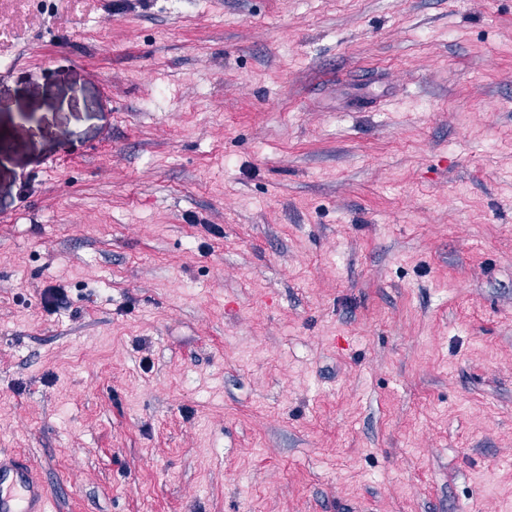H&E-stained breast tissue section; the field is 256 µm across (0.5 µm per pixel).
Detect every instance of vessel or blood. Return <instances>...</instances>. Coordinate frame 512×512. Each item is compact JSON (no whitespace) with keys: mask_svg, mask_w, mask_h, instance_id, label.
<instances>
[{"mask_svg":"<svg viewBox=\"0 0 512 512\" xmlns=\"http://www.w3.org/2000/svg\"><path fill=\"white\" fill-rule=\"evenodd\" d=\"M0 512H48V498L34 465L0 455Z\"/></svg>","mask_w":512,"mask_h":512,"instance_id":"1","label":"vessel or blood"}]
</instances>
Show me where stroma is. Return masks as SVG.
Returning <instances> with one entry per match:
<instances>
[{"label": "stroma", "mask_w": 512, "mask_h": 512, "mask_svg": "<svg viewBox=\"0 0 512 512\" xmlns=\"http://www.w3.org/2000/svg\"><path fill=\"white\" fill-rule=\"evenodd\" d=\"M2 452L51 512H512V0H0Z\"/></svg>", "instance_id": "obj_1"}]
</instances>
